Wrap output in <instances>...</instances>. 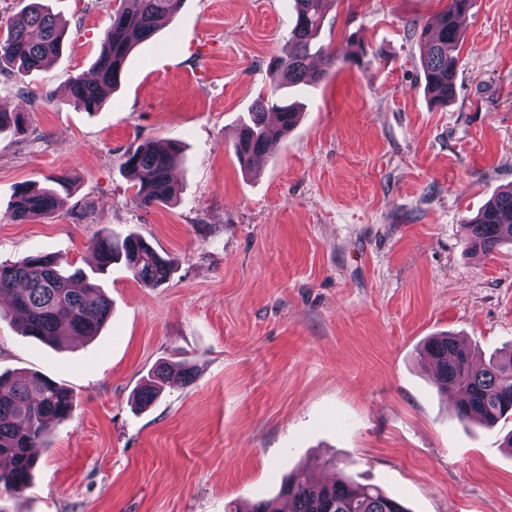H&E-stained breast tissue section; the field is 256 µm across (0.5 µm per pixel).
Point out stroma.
Listing matches in <instances>:
<instances>
[{"label":"stroma","mask_w":512,"mask_h":512,"mask_svg":"<svg viewBox=\"0 0 512 512\" xmlns=\"http://www.w3.org/2000/svg\"><path fill=\"white\" fill-rule=\"evenodd\" d=\"M43 2L63 52L0 74V108L26 112L0 133V261L88 271L98 236L134 232L173 271L146 288L114 264L108 321L62 347L21 335L0 302V372L46 374L76 401L19 512H224L302 465L411 512H512V419L460 424L419 356L445 333L482 361L512 353V244L471 251L463 228L512 185V0H474L443 110L410 26L447 0H338L322 31L335 68L248 171L233 136L290 49L291 0H183L94 112L68 86L91 75L113 0ZM146 140L181 145L172 204L134 199L124 156ZM59 175L64 205L13 221L16 188ZM181 359L193 383L134 409L141 379Z\"/></svg>","instance_id":"35a3bbf8"}]
</instances>
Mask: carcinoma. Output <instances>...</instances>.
Returning a JSON list of instances; mask_svg holds the SVG:
<instances>
[{"mask_svg":"<svg viewBox=\"0 0 512 512\" xmlns=\"http://www.w3.org/2000/svg\"><path fill=\"white\" fill-rule=\"evenodd\" d=\"M131 9L112 11L95 60L96 79L77 76L70 81V101L86 112L97 110L121 81L132 49L150 39L179 10L182 0H133ZM474 0H448L431 22L413 28L423 47L421 68L430 102L448 105L455 93L457 56L453 48L462 42L459 17ZM336 0H293L294 23L289 33L292 51L269 62L270 91L258 95L233 140L234 153L244 168L263 154L269 143L283 139L297 125L301 112L282 93L284 89L319 83L336 66V57L319 43L325 17ZM65 27L48 8L32 0L24 13L0 30V63L11 64L19 73L44 67L63 50ZM322 56L324 68L312 70L309 60ZM23 112L0 111V132L19 129ZM181 146L169 142L158 146L144 141L129 149L125 171L137 188L138 204L150 208L171 201L177 193L170 172L180 159ZM69 183L59 176L44 187L21 186L15 192L11 216L17 221L45 215L65 203ZM468 248L490 254L504 241L512 242V185L495 194L471 220L465 222ZM97 255L94 273L102 274L122 259L133 278L155 288L166 283L172 267L143 238L130 233L122 240L104 233L92 244ZM0 293L13 298L11 310L21 315L19 327L26 336L59 344L70 336L93 338L108 320L112 301L97 279L81 269L68 270L58 255L36 253L20 260L0 263ZM419 354L434 365L433 382L444 393H457V418L486 427L512 418V356L506 360L475 362L471 348L456 336H432ZM194 373L187 364L164 363L137 388L134 402L146 407L166 387H184ZM75 405L72 391L62 383L38 373L0 374V512H13L10 502L30 488L37 455L54 422L71 417ZM410 512L396 497L378 486L359 484L347 478L329 482L313 479L299 469L281 484L274 498H258L241 505L229 502L224 512Z\"/></svg>","mask_w":512,"mask_h":512,"instance_id":"1","label":"carcinoma"}]
</instances>
